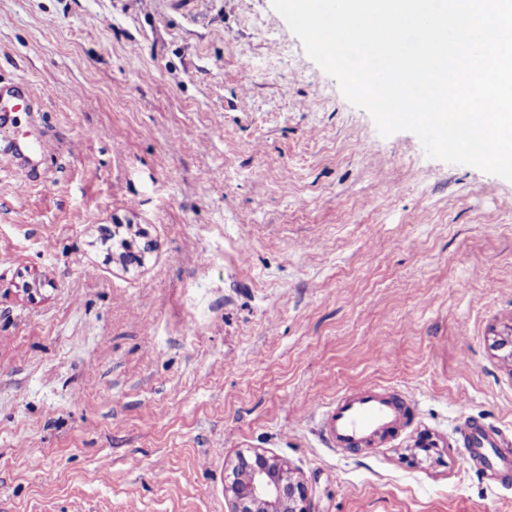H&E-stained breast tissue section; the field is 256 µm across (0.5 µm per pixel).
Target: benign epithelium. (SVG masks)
Returning <instances> with one entry per match:
<instances>
[{
    "instance_id": "7a95c632",
    "label": "benign epithelium",
    "mask_w": 512,
    "mask_h": 512,
    "mask_svg": "<svg viewBox=\"0 0 512 512\" xmlns=\"http://www.w3.org/2000/svg\"><path fill=\"white\" fill-rule=\"evenodd\" d=\"M229 512H311L305 484L281 460L251 450L224 486Z\"/></svg>"
}]
</instances>
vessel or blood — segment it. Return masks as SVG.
Here are the masks:
<instances>
[{
    "label": "vessel or blood",
    "mask_w": 512,
    "mask_h": 512,
    "mask_svg": "<svg viewBox=\"0 0 512 512\" xmlns=\"http://www.w3.org/2000/svg\"><path fill=\"white\" fill-rule=\"evenodd\" d=\"M35 97L29 92L0 89V115L34 111ZM409 411L394 395L379 387L339 393L322 413L320 433L328 447L353 449L372 445L399 432ZM460 431L471 462L497 472L507 466L497 450L495 432L483 425L463 420Z\"/></svg>",
    "instance_id": "1"
}]
</instances>
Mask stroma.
<instances>
[{"mask_svg": "<svg viewBox=\"0 0 512 512\" xmlns=\"http://www.w3.org/2000/svg\"><path fill=\"white\" fill-rule=\"evenodd\" d=\"M0 81L44 146L0 132V512H228L252 448L313 512H512L459 433L512 457V182L380 136L271 0H0ZM366 384L414 415L326 447ZM37 106L35 97L29 92H19L12 90H3L0 84V128L1 116L18 112H34ZM468 458L474 464L497 472H507L508 467L498 450L497 434L483 425L464 419L460 424Z\"/></svg>", "mask_w": 512, "mask_h": 512, "instance_id": "35a3bbf8", "label": "stroma"}]
</instances>
